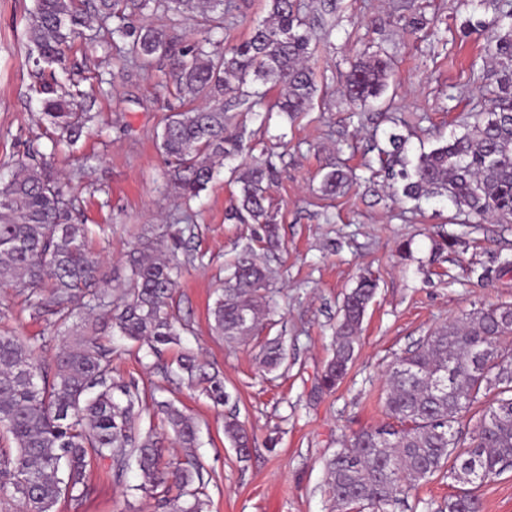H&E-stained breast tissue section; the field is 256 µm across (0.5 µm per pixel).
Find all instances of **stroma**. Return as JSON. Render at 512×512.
<instances>
[{"label": "stroma", "mask_w": 512, "mask_h": 512, "mask_svg": "<svg viewBox=\"0 0 512 512\" xmlns=\"http://www.w3.org/2000/svg\"><path fill=\"white\" fill-rule=\"evenodd\" d=\"M428 29L409 34L395 20L405 0H338L330 43L315 42L312 62L324 76V97L296 121L272 114L265 138L275 146L279 181L272 191L282 245L261 250L274 270L273 314L247 339L230 342L210 329L209 308L224 264L247 243L254 225L235 224L226 213L236 193L222 169L199 199H175L167 187L155 134L180 103L172 95L169 67L144 70L109 40L85 29L70 53L90 84L105 81L94 112L98 122L72 148L53 147L39 121L32 91L26 25L33 0H0V177L27 152H37L68 185V197L91 231L111 297L127 277V254L141 226L156 234H181L191 261L183 266L174 306L187 327L182 345L219 372L229 400L214 404L200 391L164 372L162 357L129 341L113 340L116 381L138 385L144 403L175 401L199 427L194 454L209 478L205 512H331L326 463L354 433L385 423L387 369L435 328L467 314L512 303V273H498L512 256V224L457 210L447 200L422 201L420 209L394 197L385 171L364 166L371 140L409 132L408 158L461 135L474 115L497 95L499 66L488 45L494 4L474 10L470 0H417ZM267 14L266 0H233L225 42L248 37ZM381 53L395 67L388 105L356 114L341 91L361 54ZM355 169L359 181L333 197L319 190L326 164ZM462 244L437 252L442 239ZM378 288L360 332L353 364L334 389L317 383L330 359L335 326L346 293L360 274ZM48 311H34L25 294L0 289V331L15 330L55 362L61 343ZM283 337L286 360L267 370L262 348ZM236 413L253 434L247 459L224 437V417ZM91 492L81 503L62 499L57 512H153L136 468L115 478L109 461L94 465ZM458 485L435 477L411 488L396 512H448Z\"/></svg>", "instance_id": "stroma-1"}]
</instances>
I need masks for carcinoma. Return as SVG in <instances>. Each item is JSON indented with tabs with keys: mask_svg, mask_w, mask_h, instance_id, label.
I'll return each mask as SVG.
<instances>
[{
	"mask_svg": "<svg viewBox=\"0 0 512 512\" xmlns=\"http://www.w3.org/2000/svg\"><path fill=\"white\" fill-rule=\"evenodd\" d=\"M267 16L250 35L224 45L212 34L224 29L226 0H34L27 38L36 53L43 124L55 143L72 146L95 118L94 92L66 90L57 74H69L67 50L92 21L118 20L112 42L149 67L166 59L182 109L169 114L156 133L174 194L185 200L201 192L226 165H233L237 205L230 218L259 224L268 248L280 245L270 190L277 176L273 154L243 158L244 118L258 117L268 92L278 90L270 108L294 121L313 109L319 96L310 46L332 27L336 0H321L316 15L302 14L300 0H267ZM161 11L166 23L148 26L137 15ZM197 18L202 37L178 34L179 21ZM492 58L512 62V34L496 39ZM394 66L387 55L355 59L344 87L352 103L367 106L385 93ZM496 104L466 133L405 157L407 137L392 132L387 145L373 144L376 162L399 183L410 201L444 197L458 209L499 223L512 221V66L500 71ZM400 169H395V166ZM353 171L331 168L320 190L335 195L353 183ZM67 184L35 155L19 159L0 180V285L27 294L30 306L57 315L61 348L46 364L29 340L0 333V502L19 512H55L61 496L79 502L91 492L88 468L110 460L120 477L130 461L142 475L141 489L162 495L168 512H203L207 481L192 448L193 418L171 401L156 402L185 459L165 460L167 449L152 432H135L146 407L137 387L112 378V349L84 336L87 314L106 311L112 331L153 353L181 343L174 294L183 265L176 250L143 230L140 246L127 255L126 288L112 301L101 288V259L88 244L87 225L66 198ZM271 270L251 245L236 252L221 293L210 310L212 330L229 341L246 337L271 313L267 289ZM376 280L359 278L344 298L336 324L335 348L320 376L334 389L347 375ZM264 363L285 361L282 343L269 340ZM177 372L218 401L228 400L223 383L190 351L176 359ZM385 411L389 422L362 429L327 461L329 495L337 512L361 506L390 512L398 495L445 473L476 476L472 487L448 498V512H482L475 488L512 466V305L482 309L436 329L415 349L396 358L387 372ZM488 405L483 399L490 392ZM475 410L469 439L457 428L461 414ZM224 435L239 457L248 456L253 435L235 417L224 420ZM179 494L166 497L170 485Z\"/></svg>",
	"mask_w": 512,
	"mask_h": 512,
	"instance_id": "cac0c4a2",
	"label": "carcinoma"
}]
</instances>
